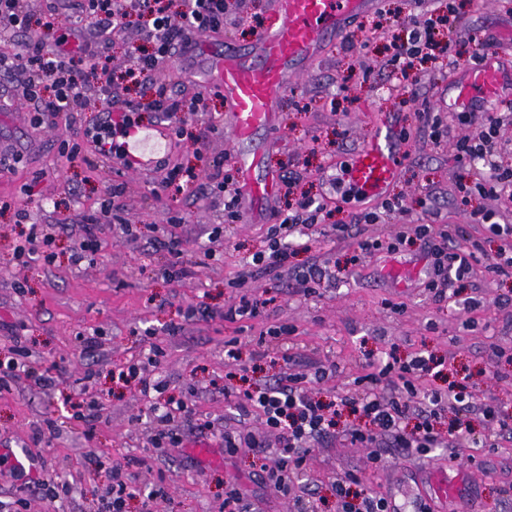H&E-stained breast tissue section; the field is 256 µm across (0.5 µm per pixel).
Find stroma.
Returning a JSON list of instances; mask_svg holds the SVG:
<instances>
[{
	"label": "stroma",
	"instance_id": "1",
	"mask_svg": "<svg viewBox=\"0 0 512 512\" xmlns=\"http://www.w3.org/2000/svg\"><path fill=\"white\" fill-rule=\"evenodd\" d=\"M457 2L459 19L451 38L464 45L493 38L501 68L511 66L512 11L502 10L498 0ZM435 6V0H380L347 22L331 37L325 57L280 97L278 128L256 137L263 167L276 174L294 172L300 191L317 199L327 193L328 167L370 140L376 115L406 133L407 142L399 177L386 194L403 213L381 214L377 223L362 225L359 238L343 241L334 240L331 226L350 223V210L315 225L310 251L299 252L286 268L257 271L254 285L268 300L269 315L250 321H226L224 312L241 295L233 286L237 272L266 246L267 231L277 221L274 207H245L239 219L228 222L222 205L204 204L164 183L167 169L192 167L197 188L206 193L205 173L214 161L236 162L239 147L229 133L230 108L223 94L211 96L209 103L216 132L198 123L190 134H166L158 168L124 171L112 159L87 151L62 157L64 122L35 125L29 107L16 97L15 79L0 77V142L9 143L17 158L11 171L0 174V345L20 337L37 364L58 378L55 387L43 389L21 376L11 391L0 394V448L33 456L37 478L73 484L70 495L52 502L40 492L22 490V478L0 476L5 507L23 497L26 512H97L112 466L125 465L134 475L126 512H143L145 493L157 489L164 492L159 512H224L230 486L240 490L252 512H289L286 498L259 483L251 453L243 448L227 455L215 436L234 422L224 400V375L230 370L224 342L233 337L253 388L286 373H310L315 362L330 360L339 371L322 384L323 397L351 395L369 362L390 352L404 359L420 351L445 359L446 381L467 384L512 409V279L495 281L476 268L457 283L452 300L438 305L423 289L396 287L384 275L391 263H417V246H405L393 258L383 253L364 258L358 248L362 238H383L417 224H449L455 247L480 237L491 255L499 243L469 223L470 210L480 207L494 212L496 221L512 223V211L499 201L464 198L453 151L435 143L421 119L426 109L447 111L461 70L429 63L413 83L382 67L392 17L419 16ZM255 39L250 27L225 22L222 33L201 36L195 50L174 57L158 77L173 89L196 90L207 84V51L228 42L247 51ZM119 183L127 186L119 205L136 224V234L116 239L107 230L93 259L71 265L83 215L96 212L102 224H111L101 204ZM18 207L28 210L31 223L50 226L53 263L38 253L17 260ZM217 226L223 233L210 240ZM172 229L182 240L181 262L193 270L181 280L167 276L172 257L153 244ZM315 264L339 267L341 280L320 296L296 294L298 278ZM18 281L25 282V292H16ZM281 324L295 329L293 360L286 364L273 354L256 359L260 332ZM171 325L179 326L178 335L167 334ZM86 337L94 338L93 347H84ZM154 343L166 351L157 377L168 381L171 392L188 393L195 419L211 422L215 430L208 437L186 438L182 448L166 454L151 445L147 401L117 379ZM88 370L95 374L89 389L103 405L102 419L91 428L69 417L81 391L77 380ZM48 420L57 421V436L33 442V429ZM470 454L471 461L452 466L396 455L377 469L367 449L339 436L316 446L292 490H313L317 512H334L333 482L353 472L363 486L407 508L430 497L429 481L438 473L465 482L477 512H512V436L499 437L497 448L477 447Z\"/></svg>",
	"mask_w": 512,
	"mask_h": 512
}]
</instances>
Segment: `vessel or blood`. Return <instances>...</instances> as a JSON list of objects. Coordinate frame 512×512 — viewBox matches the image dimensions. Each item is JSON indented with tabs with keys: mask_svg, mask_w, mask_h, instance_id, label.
<instances>
[{
	"mask_svg": "<svg viewBox=\"0 0 512 512\" xmlns=\"http://www.w3.org/2000/svg\"><path fill=\"white\" fill-rule=\"evenodd\" d=\"M366 0H272L264 29L245 58L232 44L213 56L208 81L224 95L230 107V133L248 146L238 158V168L248 201H272L279 189L274 173L256 177L261 157L251 144L258 130L275 128V98L288 91L313 62L320 41L333 34L340 21L364 9ZM505 76L495 57L468 71L457 87L460 100L479 91L485 100L500 99ZM405 147L390 121L376 122L372 138L345 162L342 177L364 198L383 195L396 180Z\"/></svg>",
	"mask_w": 512,
	"mask_h": 512,
	"instance_id": "b4317fda",
	"label": "vessel or blood"
}]
</instances>
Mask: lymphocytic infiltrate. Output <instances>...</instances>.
Here are the masks:
<instances>
[{
  "mask_svg": "<svg viewBox=\"0 0 512 512\" xmlns=\"http://www.w3.org/2000/svg\"><path fill=\"white\" fill-rule=\"evenodd\" d=\"M79 16L89 22L93 34L82 44L72 45L71 29L60 28L55 6L35 12L28 0H0V42L10 43L0 50V74L20 75L18 99L28 105L36 123H54L58 116H69L67 126L73 144L67 157L77 156L83 146L94 155L111 158L122 167H131L128 145L143 127L144 113L176 119L175 133H183L185 125L197 121L207 112L204 92L183 94L156 78L157 72L175 56L188 52L203 33L219 32L226 17L244 22L236 0H183L181 11H173V0H74ZM458 14L446 0L425 18L407 17L400 23L401 33L393 37L386 65L402 78L417 75L418 63L442 60L449 66L466 62L478 67L484 60L488 42L475 44L467 59H460L452 43H441L439 28L453 26ZM140 27V42L130 55L133 64L117 70L109 45L121 37L131 23ZM149 83L148 97L132 102L123 98L120 84ZM104 104V117L91 127L77 125L74 114L84 111L90 98ZM434 140L448 139L458 165L482 159L486 167L471 185L479 195L492 199L512 200V168L506 167L500 153V132L505 115L501 112L460 114L458 120L473 125L471 134L457 137L444 128L441 117L423 113ZM282 196L285 207L279 212L280 222L268 236V248L255 253L253 266L241 269L235 279L244 296L230 308L229 320L254 319L267 305L256 292L250 291L255 267L276 270L287 266L292 251L287 242L294 234L305 233L318 222L321 214L331 213L333 201L323 198L313 202L297 192L295 177L285 178ZM470 223L488 225L500 246L494 255H486L480 242L461 251L451 245L453 228L448 224H419L414 228L421 248L429 259V267L420 286L435 303L448 301L453 279L463 278L476 266H484L491 276L512 278V225L493 222L491 213L471 211ZM158 349H150L144 362L131 363L123 372L124 381L134 383L149 400L155 424L151 445L155 448L181 447V438L172 436L169 427L179 422L192 431H204V424L192 417L185 398L169 394L166 382L146 376L147 366L156 364ZM32 353L21 341L14 340L7 356L0 359V393L10 390L18 373H26L36 385L55 386V377L35 368ZM433 357L416 354L411 359L391 358L382 364H370L369 370L357 378L361 393L323 401L314 387L331 378L334 367L317 365L312 376L289 374L274 385L254 390L225 386L224 398L233 403L240 418L238 426L221 432L227 451L240 448L251 451L259 462L258 476L275 492L288 494L295 476L302 471L316 444L327 441L336 432H344L351 445L368 449L372 462L383 465L386 454L403 451L407 455L427 458L441 443H448L449 462L461 459L462 448L468 447L473 433L469 415L480 412L489 429L495 433H512V413L489 403L476 404L468 385L452 383L445 388L427 386L425 379L438 368ZM456 408L457 417L449 425L447 436H440L436 425L448 408ZM259 413L268 439L257 438L246 425L251 413ZM354 415L357 426L341 428L344 414ZM356 474H348L334 484L336 512H396L384 496L360 489Z\"/></svg>",
  "mask_w": 512,
  "mask_h": 512,
  "instance_id": "f902f5d3",
  "label": "lymphocytic infiltrate"
}]
</instances>
